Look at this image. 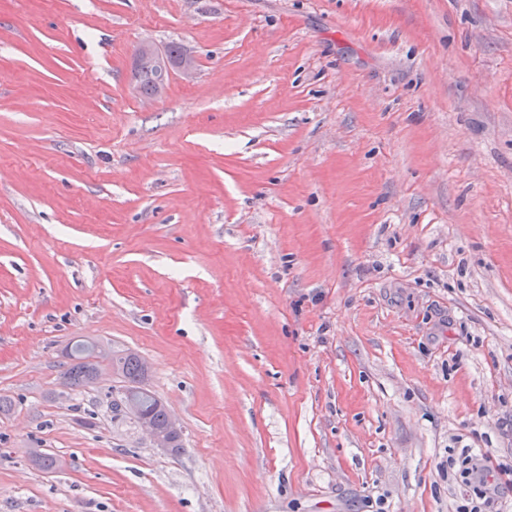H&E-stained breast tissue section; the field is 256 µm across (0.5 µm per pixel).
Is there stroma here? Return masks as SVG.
<instances>
[{
	"mask_svg": "<svg viewBox=\"0 0 512 512\" xmlns=\"http://www.w3.org/2000/svg\"><path fill=\"white\" fill-rule=\"evenodd\" d=\"M0 398V512H457L512 467V0H0ZM89 345L90 343H79L70 351L69 357L71 362L63 373L65 384L72 388H80L88 384L94 378L98 369L97 358L95 356L96 354L100 364L99 372L94 383H97L104 375L102 366H107L109 368V372L112 373L113 376H117L112 371V367H116L119 376H121L125 382L130 383L126 384L127 387L123 391L122 404L125 408L127 407L128 409L133 410L134 405L132 401V394L140 390V385L136 383L144 378L142 365L144 360L132 352H113L112 357V354L109 351L98 344H95L94 354ZM141 400L140 408L137 413L125 410L138 425L142 417H147L157 429L164 431L167 426L168 410L166 406L150 391ZM463 455L462 458V465L468 466L465 467L466 473L468 475H480L483 482H488V478H492L493 481L495 480V476L501 473L510 472V468L507 467L506 464L503 463H497L495 466L492 463V459L489 456H485L483 458V462H475L473 461V458L470 455H466V452L461 453ZM470 466V467H469Z\"/></svg>",
	"mask_w": 512,
	"mask_h": 512,
	"instance_id": "1",
	"label": "stroma"
}]
</instances>
